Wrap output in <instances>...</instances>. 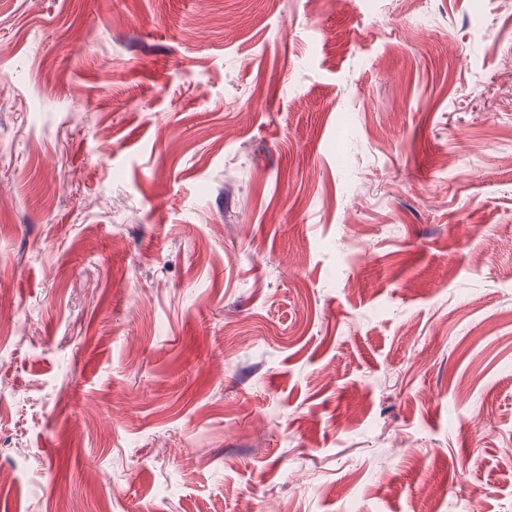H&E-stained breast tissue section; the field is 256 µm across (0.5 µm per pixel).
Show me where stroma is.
<instances>
[{
  "instance_id": "35a3bbf8",
  "label": "stroma",
  "mask_w": 512,
  "mask_h": 512,
  "mask_svg": "<svg viewBox=\"0 0 512 512\" xmlns=\"http://www.w3.org/2000/svg\"><path fill=\"white\" fill-rule=\"evenodd\" d=\"M512 0H0V512H512Z\"/></svg>"
}]
</instances>
